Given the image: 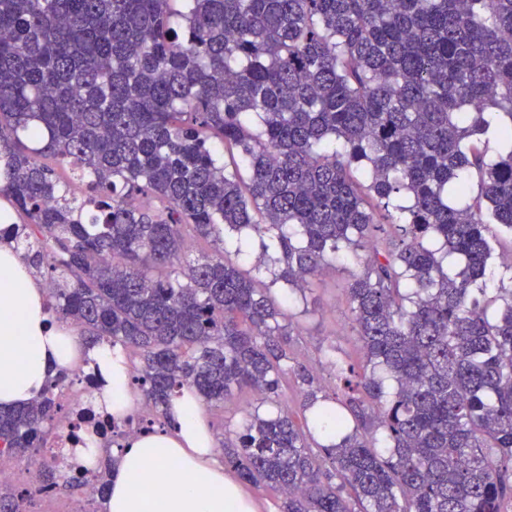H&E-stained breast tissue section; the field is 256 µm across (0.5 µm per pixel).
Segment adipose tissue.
<instances>
[{
  "mask_svg": "<svg viewBox=\"0 0 512 512\" xmlns=\"http://www.w3.org/2000/svg\"><path fill=\"white\" fill-rule=\"evenodd\" d=\"M79 338L51 323L45 290L9 243L0 244V406L37 398L56 369L68 367ZM106 380L104 406L113 415L132 397L120 351L93 353ZM176 430L157 429L132 439L111 473L106 512H255L250 498L218 459L203 405L191 391L172 403Z\"/></svg>",
  "mask_w": 512,
  "mask_h": 512,
  "instance_id": "obj_1",
  "label": "adipose tissue"
}]
</instances>
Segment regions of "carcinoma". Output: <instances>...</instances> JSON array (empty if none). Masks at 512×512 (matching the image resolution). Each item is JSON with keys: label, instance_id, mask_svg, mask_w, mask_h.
Listing matches in <instances>:
<instances>
[{"label": "carcinoma", "instance_id": "1", "mask_svg": "<svg viewBox=\"0 0 512 512\" xmlns=\"http://www.w3.org/2000/svg\"><path fill=\"white\" fill-rule=\"evenodd\" d=\"M0 198L52 316L88 351L137 354L164 424L186 387L276 405L224 431V466L282 512L512 501V288L487 299L489 228L512 233V0H0ZM230 235L237 256L259 236L283 306ZM194 237L211 253L189 260ZM338 257L363 356L337 406L291 364L288 304ZM287 372L302 423L278 404ZM67 381L0 408V453L44 447ZM113 464L91 474L102 494ZM61 479L85 484L48 463L39 491ZM25 501L0 486V512Z\"/></svg>", "mask_w": 512, "mask_h": 512}]
</instances>
